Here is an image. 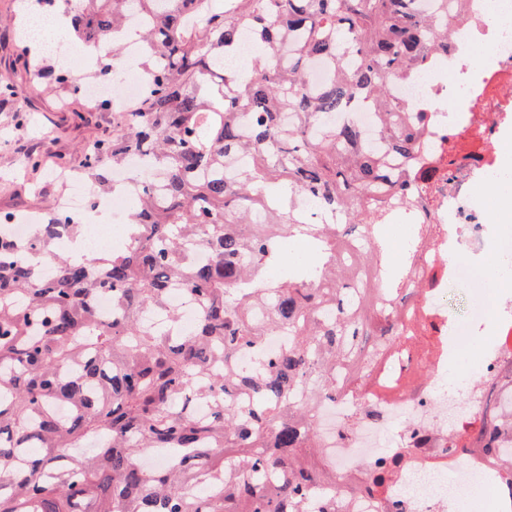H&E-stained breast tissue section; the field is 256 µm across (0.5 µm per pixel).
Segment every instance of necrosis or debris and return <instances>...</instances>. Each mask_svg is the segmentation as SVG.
<instances>
[{
  "label": "necrosis or debris",
  "instance_id": "4bbe7bcc",
  "mask_svg": "<svg viewBox=\"0 0 512 512\" xmlns=\"http://www.w3.org/2000/svg\"><path fill=\"white\" fill-rule=\"evenodd\" d=\"M466 20L448 46V64L419 73L412 84H396L391 95L416 112L429 107L438 132L447 136L441 156L445 177L428 194L436 234L428 241L403 244L401 256H413L422 270L445 268L446 279L414 304L415 315L431 314L434 336L447 355L430 365V376L411 395L375 400L358 391L345 392L336 403L320 406L314 416L327 458L343 474H356L361 464L393 468L384 495L352 496L341 512H384V500L408 504V512H456L477 486H484L488 512H512V498L501 489V466L478 452L426 448V425L440 432L466 436L486 413L485 384L494 382L512 363V297L496 307L493 317L479 322L474 334L457 332L458 320L448 306L449 284L481 290L512 282V224L493 223L477 202L481 185L512 188V154L503 137L512 124V0H467ZM486 45L491 65L481 79L458 69L455 60L465 43ZM66 191L60 209L88 222L87 211L98 197L88 177L64 171ZM469 347L474 358L460 363L464 384L448 382V355Z\"/></svg>",
  "mask_w": 512,
  "mask_h": 512
}]
</instances>
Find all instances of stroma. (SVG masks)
Listing matches in <instances>:
<instances>
[{"instance_id": "1", "label": "stroma", "mask_w": 512, "mask_h": 512, "mask_svg": "<svg viewBox=\"0 0 512 512\" xmlns=\"http://www.w3.org/2000/svg\"><path fill=\"white\" fill-rule=\"evenodd\" d=\"M15 8L0 0V213L32 214L61 193L55 171L83 168L86 145L111 136L112 114L90 108L76 82L30 81Z\"/></svg>"}]
</instances>
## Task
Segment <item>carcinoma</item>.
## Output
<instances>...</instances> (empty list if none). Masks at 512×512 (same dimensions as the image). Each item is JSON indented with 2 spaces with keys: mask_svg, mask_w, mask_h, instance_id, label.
Segmentation results:
<instances>
[{
  "mask_svg": "<svg viewBox=\"0 0 512 512\" xmlns=\"http://www.w3.org/2000/svg\"><path fill=\"white\" fill-rule=\"evenodd\" d=\"M462 4L80 0L73 37L99 52L108 82L124 78L114 59L129 20H149L141 111L112 116V137L86 150L100 187L131 191L135 246L87 266L48 238L35 248L0 234V512H338L375 493V466L353 477L308 467L307 452L322 451L312 420L344 386L372 379L381 337L399 329V295L438 286L409 259L387 270L377 225L429 230L424 196L445 174L433 120L390 87L448 54ZM244 28L265 53L243 77L224 59ZM320 63L332 77L314 85ZM33 76L68 83L52 67ZM360 103L373 111L370 148L357 125L323 122ZM130 158L138 173L109 184L108 169ZM302 194L321 219L296 210ZM47 217L82 228L67 211ZM298 240L310 259L284 263ZM173 284L198 306L192 326L168 302ZM103 291L118 308L110 318L95 303ZM271 334L287 349L235 371ZM490 398L467 442L501 457L512 495L511 371ZM157 448L167 467H141Z\"/></svg>",
  "mask_w": 512,
  "mask_h": 512,
  "instance_id": "carcinoma-1",
  "label": "carcinoma"
}]
</instances>
